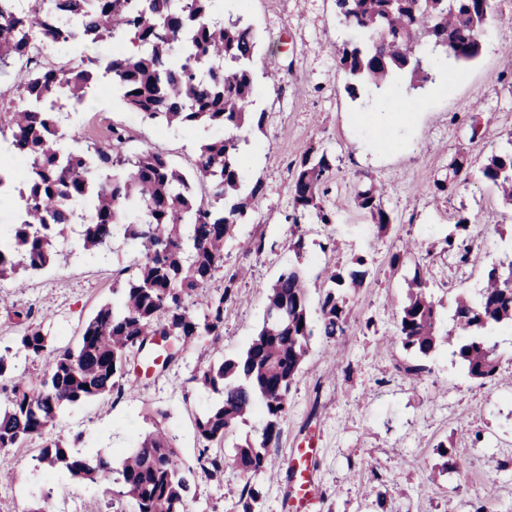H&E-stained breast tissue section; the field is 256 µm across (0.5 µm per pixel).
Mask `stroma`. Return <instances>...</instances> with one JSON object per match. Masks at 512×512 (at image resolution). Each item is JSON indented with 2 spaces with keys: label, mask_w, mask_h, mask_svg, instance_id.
<instances>
[{
  "label": "stroma",
  "mask_w": 512,
  "mask_h": 512,
  "mask_svg": "<svg viewBox=\"0 0 512 512\" xmlns=\"http://www.w3.org/2000/svg\"><path fill=\"white\" fill-rule=\"evenodd\" d=\"M499 16L486 27L483 50L474 62H438L436 79L415 93L400 84L351 99L337 51L352 37L336 14L334 0H248L242 15L255 27L253 57L256 111L261 127H250L244 156L245 184L262 182L263 194L251 218L235 225L224 243V268L210 293L226 277L245 268L224 308V334L202 336L166 370L139 379L122 399L101 397L65 408L50 433L23 447L0 451V512H28L36 497L50 494L52 512H133L120 484L111 489L76 480L61 469L39 464L41 448L53 440L77 444L87 456L112 459L137 447L152 428L151 412H167L164 422L181 457L193 468L191 512H240L241 483L234 469L216 480L196 465L195 422L217 399L193 383L197 371L238 356L261 326L267 291L279 273L297 263L309 284V306L317 308L326 285L323 271L368 261L361 288L348 290L350 315L344 336H316L296 384L276 448L268 452L261 512H295L288 466L293 449L314 447L309 462L315 488L311 512H469V488L477 486L492 512H512V327L496 326L498 373L481 382L468 376L439 345L425 359L405 352L396 336L397 315L413 276L426 280L438 305L439 328L451 324L457 296L477 297L491 265L512 260V208L479 169L512 135V83L497 75L512 70V0H497ZM278 72L273 86L268 72ZM418 103L415 112L407 103ZM64 130L97 138L109 124L133 129L135 149L164 155L191 172L200 135L181 128H158L121 108L115 97H99L88 110L62 113ZM313 143L326 150L335 168L329 197L334 223L306 217V249L295 256L293 227L285 217L293 206L294 163ZM471 166L449 196L434 194L458 154ZM386 189L382 199L391 218L379 232L357 208L355 196L369 184ZM468 217L473 253L459 265L444 251L459 217ZM257 236L272 243L261 256L246 254ZM336 240L337 250L326 249ZM413 248L402 265L390 257L405 243ZM133 251L122 240L89 253L82 227L71 225L55 245L50 266L0 283V351L12 348L10 371L36 377L41 360L16 351L21 328L15 312L28 310L44 334L60 347H76L88 320L105 303H118L114 270L128 265ZM421 363L420 379L408 366ZM464 459L462 468L443 471L438 444Z\"/></svg>",
  "instance_id": "35a3bbf8"
}]
</instances>
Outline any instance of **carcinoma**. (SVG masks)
Returning <instances> with one entry per match:
<instances>
[{
	"label": "carcinoma",
	"instance_id": "carcinoma-1",
	"mask_svg": "<svg viewBox=\"0 0 512 512\" xmlns=\"http://www.w3.org/2000/svg\"><path fill=\"white\" fill-rule=\"evenodd\" d=\"M215 0H27L25 14L34 21L44 52L73 57L81 46L133 36L134 53H114L104 71L112 92L124 106L155 126L220 127L224 138L200 144L193 173L175 169L162 155L132 151L133 137L124 127H107L103 140L86 150L63 142L57 113L44 106L46 96L62 87L80 97L94 80L87 63L68 68L47 64L28 70L17 64L27 54L22 22L0 15V81L8 92L0 101L20 97L22 108L0 107V137L29 162L22 216L0 233V281L38 272L50 263L54 245L75 223L84 226L83 248L98 252L118 237L138 252L132 266L114 271L113 292L121 303L99 307L86 323L77 348L50 345L32 313H14L21 326L19 344L44 362L41 377H11L7 406L0 411V450L20 448L55 426L63 408L95 398L122 396V379L130 373L131 357L155 350L166 368L180 348L200 336L224 335V305L238 274L228 276L224 290L204 295L203 289L223 268L224 240L233 227L248 220L253 200L262 192L255 182L241 193V165L248 138L243 128L262 123L253 112L251 63L256 30L243 16L221 22L213 17ZM336 11L359 39L338 49L337 63L350 81L345 91L358 99L369 87L396 77L409 78V88L433 81V59L468 64L482 51V31L494 19L496 0H335ZM469 167L468 158L454 160L452 175L435 182V193L448 195ZM293 209L287 216L297 228L291 248L304 249L301 218L315 214L331 224L334 212L327 196L334 180L333 164L321 146L312 144L293 164ZM485 181L512 206V136L481 168ZM207 194L198 195L196 187ZM383 192L371 185L358 191L359 208L387 230ZM457 234L445 240L448 252L465 262L471 232L466 218ZM367 260L328 274V288L312 320L308 284L302 271L288 267L270 287L262 325L245 351L193 376L219 400L196 419L201 443L197 461L212 478L228 466L245 479L240 490L242 512H259L262 492L250 481L267 467L268 449L278 445L280 423L288 415V394L308 357L314 336L333 340L345 333L349 308L347 288L363 286ZM200 301L202 314L190 305ZM512 325V261L492 267L479 297L460 298L452 315V331L437 329V311L426 282L416 277L401 306L397 338L401 346L427 357L438 344L476 380L497 372L496 344L486 332ZM262 406L265 424L260 439L224 455L221 445L240 421ZM38 461L59 465L73 478L121 483L133 512H189L190 468L177 455L160 428L146 434L126 452L119 467L112 458H89L79 449L53 441Z\"/></svg>",
	"mask_w": 512,
	"mask_h": 512
}]
</instances>
